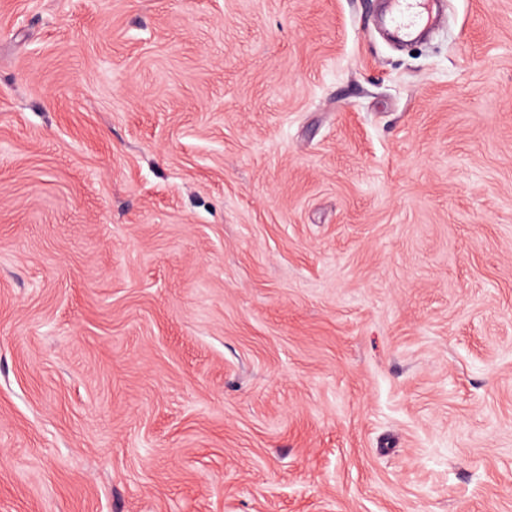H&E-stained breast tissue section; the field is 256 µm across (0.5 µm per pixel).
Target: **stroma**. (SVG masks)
Here are the masks:
<instances>
[{
	"instance_id": "35a3bbf8",
	"label": "stroma",
	"mask_w": 512,
	"mask_h": 512,
	"mask_svg": "<svg viewBox=\"0 0 512 512\" xmlns=\"http://www.w3.org/2000/svg\"><path fill=\"white\" fill-rule=\"evenodd\" d=\"M0 0V512H512V0ZM433 0H389L388 23L399 39H411L438 21Z\"/></svg>"
}]
</instances>
